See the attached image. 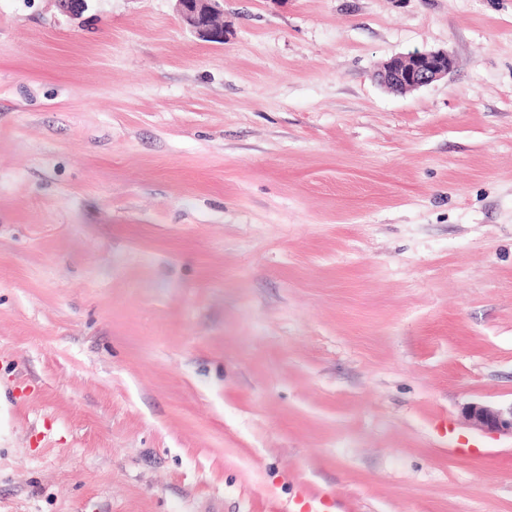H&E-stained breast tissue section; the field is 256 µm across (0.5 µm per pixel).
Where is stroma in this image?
<instances>
[{
	"label": "stroma",
	"instance_id": "obj_1",
	"mask_svg": "<svg viewBox=\"0 0 512 512\" xmlns=\"http://www.w3.org/2000/svg\"><path fill=\"white\" fill-rule=\"evenodd\" d=\"M224 29L0 0V512H512V0ZM453 68L448 52L415 50L385 62L379 81L390 91H409L447 77ZM464 416L469 424L477 429L512 434V403L508 406L470 403L464 407Z\"/></svg>",
	"mask_w": 512,
	"mask_h": 512
}]
</instances>
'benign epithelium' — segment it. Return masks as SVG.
Wrapping results in <instances>:
<instances>
[{"instance_id": "benign-epithelium-1", "label": "benign epithelium", "mask_w": 512, "mask_h": 512, "mask_svg": "<svg viewBox=\"0 0 512 512\" xmlns=\"http://www.w3.org/2000/svg\"><path fill=\"white\" fill-rule=\"evenodd\" d=\"M220 2L222 0H176L177 12L189 30L201 39H223L225 31L220 21L223 15ZM453 68L454 61L445 51L415 50L385 62L379 73V81L390 91H409L448 76ZM464 416L477 429L512 434V404L494 406L470 403L464 407Z\"/></svg>"}]
</instances>
